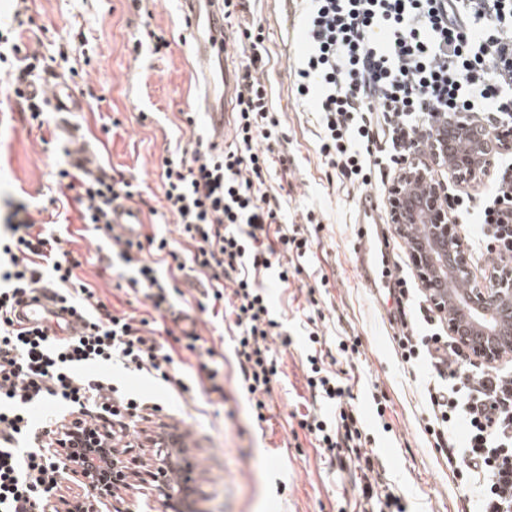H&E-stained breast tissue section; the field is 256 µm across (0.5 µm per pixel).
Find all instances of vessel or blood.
<instances>
[{
    "label": "vessel or blood",
    "instance_id": "obj_1",
    "mask_svg": "<svg viewBox=\"0 0 512 512\" xmlns=\"http://www.w3.org/2000/svg\"><path fill=\"white\" fill-rule=\"evenodd\" d=\"M188 22L195 32L194 51L201 68L202 95L197 109L203 113L212 131L209 145L219 149L224 145V133L230 123V104L236 84V72L229 68L224 59V4L223 0H183ZM47 98L55 111L79 112L83 102L65 82L51 84ZM116 224L125 238L134 239L142 233V223L137 213L119 208L112 213ZM366 225H359L358 262L370 288L380 291L371 257L376 242ZM16 327L39 328L48 335L70 337L82 335L84 323L78 317L62 311L59 304L47 294L36 292L24 296L20 305L12 312ZM187 428L173 429L169 435V478L173 492L180 504H187L189 493L182 466V448L188 439Z\"/></svg>",
    "mask_w": 512,
    "mask_h": 512
}]
</instances>
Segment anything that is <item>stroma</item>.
I'll use <instances>...</instances> for the list:
<instances>
[{
  "mask_svg": "<svg viewBox=\"0 0 512 512\" xmlns=\"http://www.w3.org/2000/svg\"><path fill=\"white\" fill-rule=\"evenodd\" d=\"M28 6L32 21L20 36L29 50L46 57L42 80L66 81L84 108L66 114L50 111L35 122L22 119L14 101L0 94V210L10 198L34 207L37 222L56 221L55 232L77 263L76 276L106 304L145 314V299L118 290L116 277L102 270L101 259L111 253V243L81 223L77 204L58 203L55 172L68 152L89 146L105 165L141 182L144 234L177 238L172 217L161 211L159 161L168 147L191 146L208 131L205 119H198L193 130L182 122L195 102L196 86L181 0H155L145 13L130 9L128 0H29ZM303 7L302 0H249L238 21L224 26L228 60L235 64L240 61V28L258 24L264 30L266 53L259 75L284 134L275 147L279 163L267 187L281 196L287 222L302 223L310 210L317 217L308 226L312 249L300 259L294 277L283 284L274 272L263 276L272 312L282 324L272 344L278 374L265 421L256 422L239 382L227 324L197 306L202 286L195 279L179 280L178 286L199 322V335L221 355L216 380L181 395L173 384L117 364L94 366L88 373L112 376L168 409V416L139 422L135 433L123 439L139 473L150 460L142 445L146 433L163 422L186 424V473L195 486L194 512H360V499L336 471L334 453L320 448L300 426L308 407L331 412L326 404H312L302 366L305 327L309 319H317L328 347H335L341 333L362 342L359 358H341L329 368L348 378L354 407L367 427L368 448L383 464L406 512H462L463 492L423 431L428 369L396 355L388 319L396 309L394 300L386 293L373 300L355 263L361 192L341 184L324 165L315 103L295 96L291 72L302 53L295 29ZM154 33L170 43L165 56L148 49ZM137 36L144 44L138 51L133 48ZM324 277L329 287H321ZM376 397L387 403L385 421L391 432H384L376 419Z\"/></svg>",
  "mask_w": 512,
  "mask_h": 512,
  "instance_id": "stroma-1",
  "label": "stroma"
}]
</instances>
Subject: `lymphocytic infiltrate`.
Instances as JSON below:
<instances>
[{
  "label": "lymphocytic infiltrate",
  "instance_id": "obj_1",
  "mask_svg": "<svg viewBox=\"0 0 512 512\" xmlns=\"http://www.w3.org/2000/svg\"><path fill=\"white\" fill-rule=\"evenodd\" d=\"M306 51L294 68L300 99H314L319 152L341 183L380 190L396 171L406 144L431 128L440 112H463L498 128L512 119V0H304ZM389 34L378 42V30ZM245 42L235 98L233 141L216 153L197 141L159 162L165 209L190 241L182 256L165 236L126 240L112 225L114 206L137 204L139 184L103 165L75 161L57 172L60 190L70 191L82 223L112 241L124 264L118 289L143 295L153 310L171 309L178 272L191 269L207 283L203 296L213 316L228 321L240 378L257 419L278 373L271 345L280 334L259 277L273 269L288 281L312 241L297 224L283 228L279 249L264 241L265 227L279 223L282 204L266 189L273 146L282 134L274 117L263 64L262 27L243 29ZM21 59L13 93L22 111L39 118L46 100L29 95L37 53L0 37V63ZM492 188L464 195L455 216L476 215L471 246L478 258L503 260L512 251V144L496 155ZM74 261L55 234L39 231L24 202L13 203L0 233V512H42L63 471L44 453L65 415L80 414L79 434L93 443L100 428L118 441L142 421L145 399L109 377L84 375L89 366L121 363L175 382L176 361L145 333L152 319L109 307L94 288L77 280ZM65 304L86 322L83 335L58 340L39 330L16 329L11 311L36 289ZM405 362H425L434 381L426 390L427 430L444 453L453 478L474 498L477 512H512V368L474 363L447 335L443 318L419 301L394 336ZM318 330L308 333L306 387L312 401H326L333 416L316 410L300 425L320 447L335 452L341 467H353L352 488L362 512H406L399 495L383 489L381 473L366 449L365 424L352 408L350 387L325 366ZM52 400L59 413L33 423L28 409Z\"/></svg>",
  "mask_w": 512,
  "mask_h": 512
}]
</instances>
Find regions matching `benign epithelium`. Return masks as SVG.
<instances>
[{
  "instance_id": "7a95c632",
  "label": "benign epithelium",
  "mask_w": 512,
  "mask_h": 512,
  "mask_svg": "<svg viewBox=\"0 0 512 512\" xmlns=\"http://www.w3.org/2000/svg\"><path fill=\"white\" fill-rule=\"evenodd\" d=\"M503 129H490L470 122L462 113H438L432 129L422 133L425 150L416 144L407 154L388 189L386 205L395 232L412 240L416 274L434 307L445 317L448 334L457 344L489 366L502 361L501 345L512 344V265L507 264L489 277H479L472 268L464 240L450 214L453 194L449 187L465 191L488 178L495 166L497 139ZM469 144L460 152L458 141ZM463 280L469 288L463 297L448 299V281ZM65 460V482L80 483L91 490L90 512H99L112 499L116 486L100 481L103 466L95 459L103 448H89L83 460L68 459L73 443L54 438ZM151 471L154 496L169 507L168 448L161 432L152 435Z\"/></svg>"
}]
</instances>
